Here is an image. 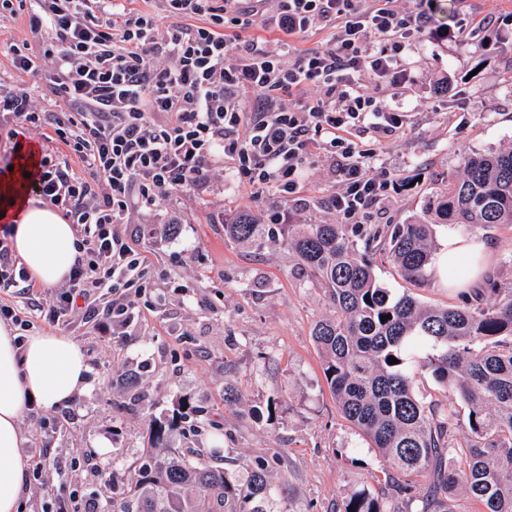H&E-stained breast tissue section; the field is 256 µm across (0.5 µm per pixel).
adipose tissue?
<instances>
[{
  "mask_svg": "<svg viewBox=\"0 0 512 512\" xmlns=\"http://www.w3.org/2000/svg\"><path fill=\"white\" fill-rule=\"evenodd\" d=\"M39 154L32 142L19 141L10 171L0 174V223L11 226L10 244L29 274L46 287L66 281L78 252L76 230L50 202L36 198L32 186ZM492 245L448 237L435 260L439 279L460 258L470 260L477 279ZM15 330L0 323V512H19L29 488V466L20 453V420L29 402L52 409L89 386V366L71 339L49 333L27 336L16 345Z\"/></svg>",
  "mask_w": 512,
  "mask_h": 512,
  "instance_id": "obj_1",
  "label": "adipose tissue"
}]
</instances>
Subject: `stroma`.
Wrapping results in <instances>:
<instances>
[{"label":"stroma","mask_w":512,"mask_h":512,"mask_svg":"<svg viewBox=\"0 0 512 512\" xmlns=\"http://www.w3.org/2000/svg\"><path fill=\"white\" fill-rule=\"evenodd\" d=\"M426 9V33L406 57L410 82L402 92L381 83L378 94L409 115L391 137L359 135L374 150L377 170L391 181L364 219L370 226L405 224L423 216L433 195L460 172L463 155L512 146V28L486 34L473 29L490 9L512 13V0H401ZM44 38L23 17H0V91L26 92L46 112L40 128L0 117V172L12 166L18 137L41 152L65 159L83 180L92 175L55 134L62 108L48 81L16 70L11 45L40 52ZM339 188L336 162L313 149L300 188L286 197L276 189L253 194L232 162L208 183L179 196L136 208L123 222L137 229L134 248L149 264L150 286L140 314L111 328L107 314L120 292L104 288L95 314L72 315L67 324L48 320L53 288L0 290V302L24 312L34 332L76 342L90 366L89 389L48 410L30 403L20 421L27 460L42 459L23 512H67L72 496L98 501L114 512L146 460L149 421L187 400L169 440L209 456L215 466L266 461L282 491L280 512H341L355 492L390 494L383 463L336 406L311 336L314 323L332 308L322 288L301 271L291 251L276 243L245 249L224 236V222L248 212L262 221L283 216L288 224H332L328 200ZM494 247L483 272L512 287V225L493 228L437 227L436 242L449 235ZM381 286L410 293L433 307L461 305L441 282L423 287L402 278L387 259L376 258ZM233 392L234 402L224 399ZM277 399L268 411L269 399ZM221 447V455L210 450Z\"/></svg>","instance_id":"stroma-1"}]
</instances>
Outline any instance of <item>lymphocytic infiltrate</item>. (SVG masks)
I'll use <instances>...</instances> for the list:
<instances>
[{
	"instance_id": "1",
	"label": "lymphocytic infiltrate",
	"mask_w": 512,
	"mask_h": 512,
	"mask_svg": "<svg viewBox=\"0 0 512 512\" xmlns=\"http://www.w3.org/2000/svg\"><path fill=\"white\" fill-rule=\"evenodd\" d=\"M166 0L180 25L157 33L148 12L124 0H0V12L25 16L50 39L41 56L11 46L16 70L48 72L67 107L55 133L86 162L97 183L73 177L53 155L41 159L38 190L64 205L83 228L85 255L52 318L63 322L103 287H148L147 262L122 222L130 209L207 182L224 161L255 192L296 193L315 146L336 160L341 188L329 200L337 218L369 212L389 175L355 140L369 130L392 135L403 112L386 107L371 84L404 86V56L425 32V11L398 0ZM262 24L283 36L330 28L328 44L284 61L266 40H243ZM378 50H370V39Z\"/></svg>"
}]
</instances>
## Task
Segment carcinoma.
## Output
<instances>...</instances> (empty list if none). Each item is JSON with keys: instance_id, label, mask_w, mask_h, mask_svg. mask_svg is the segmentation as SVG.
Here are the masks:
<instances>
[{"instance_id": "1", "label": "carcinoma", "mask_w": 512, "mask_h": 512, "mask_svg": "<svg viewBox=\"0 0 512 512\" xmlns=\"http://www.w3.org/2000/svg\"><path fill=\"white\" fill-rule=\"evenodd\" d=\"M461 167L437 195L430 224L284 226L241 214L224 225L240 245L291 250L333 308L311 333L326 383L345 420L378 450L397 494L392 504L361 490L341 512H411L417 500L420 512H454L460 488L481 512H512V288L489 281L478 304L432 308L392 295L374 269L382 253L404 279L428 286L436 225L512 224V149L465 155ZM423 370L460 397L466 425L452 407L416 392ZM176 419L151 420L150 462L117 512H279L265 463L242 474L190 460L168 447ZM450 459L460 466H446ZM421 476L428 485L419 498L413 478Z\"/></svg>"}]
</instances>
